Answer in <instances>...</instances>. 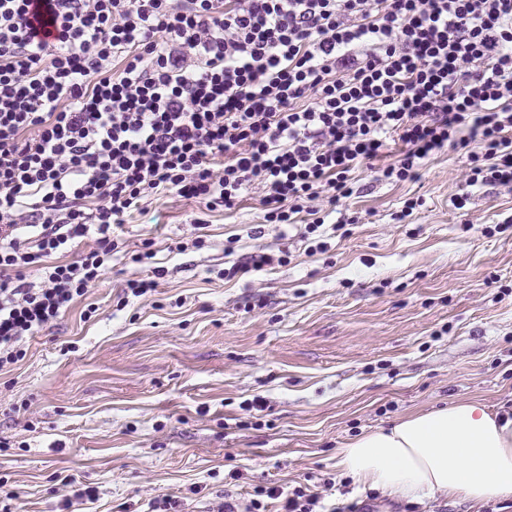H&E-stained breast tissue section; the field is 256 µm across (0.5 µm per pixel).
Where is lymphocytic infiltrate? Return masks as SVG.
<instances>
[{
	"label": "lymphocytic infiltrate",
	"mask_w": 512,
	"mask_h": 512,
	"mask_svg": "<svg viewBox=\"0 0 512 512\" xmlns=\"http://www.w3.org/2000/svg\"><path fill=\"white\" fill-rule=\"evenodd\" d=\"M465 152L512 187V0H0V372L169 193L323 225L360 174ZM77 260L52 261L79 240ZM317 512L272 486L217 512Z\"/></svg>",
	"instance_id": "obj_1"
}]
</instances>
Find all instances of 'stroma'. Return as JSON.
I'll return each mask as SVG.
<instances>
[{"label":"stroma","mask_w":512,"mask_h":512,"mask_svg":"<svg viewBox=\"0 0 512 512\" xmlns=\"http://www.w3.org/2000/svg\"><path fill=\"white\" fill-rule=\"evenodd\" d=\"M465 179L444 152L418 181L369 184L347 235L326 217L322 254L304 224L265 222L257 190L232 211L170 193L128 213L101 279L0 375V512H214L272 484L360 512H512L399 503L336 466L345 441L411 413L512 411V187ZM147 239L164 273L124 298L151 274L131 260ZM258 251L276 264L231 275Z\"/></svg>","instance_id":"1"}]
</instances>
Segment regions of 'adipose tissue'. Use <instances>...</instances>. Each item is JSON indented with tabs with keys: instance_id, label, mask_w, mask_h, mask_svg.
Returning <instances> with one entry per match:
<instances>
[{
	"instance_id": "obj_1",
	"label": "adipose tissue",
	"mask_w": 512,
	"mask_h": 512,
	"mask_svg": "<svg viewBox=\"0 0 512 512\" xmlns=\"http://www.w3.org/2000/svg\"><path fill=\"white\" fill-rule=\"evenodd\" d=\"M336 458L356 482L397 500L510 497L512 415L478 400L456 402L358 435Z\"/></svg>"
}]
</instances>
